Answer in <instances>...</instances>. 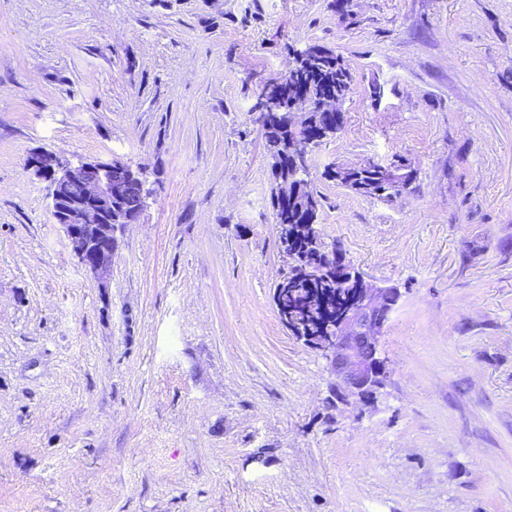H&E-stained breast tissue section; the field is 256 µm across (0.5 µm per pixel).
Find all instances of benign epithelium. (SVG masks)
Segmentation results:
<instances>
[{
  "label": "benign epithelium",
  "instance_id": "1",
  "mask_svg": "<svg viewBox=\"0 0 512 512\" xmlns=\"http://www.w3.org/2000/svg\"><path fill=\"white\" fill-rule=\"evenodd\" d=\"M264 111L289 113L288 153L300 167L309 168L308 152L336 134V127L308 128L297 119L301 107L313 108L309 96L298 89L288 100L267 88ZM112 159H78L73 162L50 152L33 154L28 169L47 184L49 207L54 223L60 225L68 244L84 270L102 281L112 268L114 231L121 224H135L141 214L127 210L133 182L112 179ZM392 287L367 282L342 310L325 336H302L300 340L320 351L334 376L330 391L336 402L359 405L368 393H380L386 381V359L380 349L386 321L380 310L387 305Z\"/></svg>",
  "mask_w": 512,
  "mask_h": 512
}]
</instances>
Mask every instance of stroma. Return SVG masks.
<instances>
[{"label": "stroma", "instance_id": "obj_1", "mask_svg": "<svg viewBox=\"0 0 512 512\" xmlns=\"http://www.w3.org/2000/svg\"><path fill=\"white\" fill-rule=\"evenodd\" d=\"M317 46L353 74L309 156L318 224L402 297L374 407L280 322L255 105ZM47 151L151 195L104 282ZM403 159L391 199L327 170ZM512 512V0H0V505Z\"/></svg>", "mask_w": 512, "mask_h": 512}]
</instances>
